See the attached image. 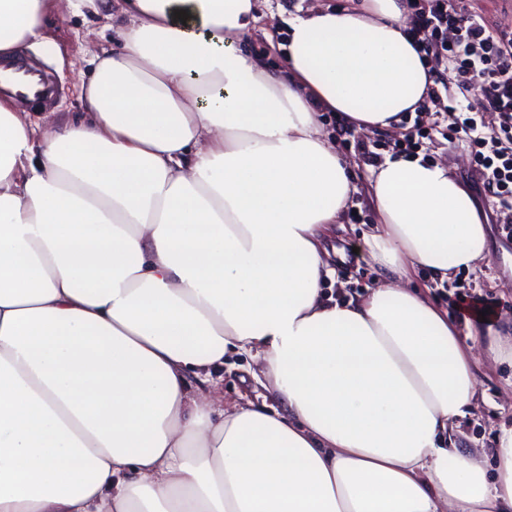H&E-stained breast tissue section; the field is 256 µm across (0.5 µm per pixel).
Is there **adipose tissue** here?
<instances>
[{"instance_id": "1", "label": "adipose tissue", "mask_w": 512, "mask_h": 512, "mask_svg": "<svg viewBox=\"0 0 512 512\" xmlns=\"http://www.w3.org/2000/svg\"><path fill=\"white\" fill-rule=\"evenodd\" d=\"M54 5L0 0V52ZM261 7L119 0L82 119L44 136L0 102V512H512V424L493 472L452 439L495 319L324 293L356 190L326 114L390 129L434 84L407 2L292 17L275 70L245 47ZM370 198L390 275L484 260L440 164L387 157ZM232 352L276 405L201 392Z\"/></svg>"}]
</instances>
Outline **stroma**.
<instances>
[{"label":"stroma","instance_id":"35a3bbf8","mask_svg":"<svg viewBox=\"0 0 512 512\" xmlns=\"http://www.w3.org/2000/svg\"><path fill=\"white\" fill-rule=\"evenodd\" d=\"M322 3L345 6L346 0H268L265 15L247 38L251 53L263 56L270 67L283 63L282 52L273 50L266 30L281 26L283 17L297 9H309ZM112 43V22L89 9L74 12L66 6H57L46 19L38 42L26 41L16 46V53L41 63L58 79L62 92L46 106H27L30 123L48 128L55 119L67 120L81 109V84L90 70V61L100 47ZM450 113L437 115L428 125V135L417 146L426 159L447 166L470 187L484 215L488 229V252L483 261L469 270H461L436 285L424 271L413 273L410 284L419 293L443 310H450L461 294H477L490 298L496 306L501 322L512 327V230L496 221L497 201L476 186L472 176V156L465 139L450 131ZM411 127L398 125L397 129L353 131L349 147L342 153L353 165L356 187L343 227L331 230L327 246L332 253V266L336 271L329 286L334 295L349 298L365 294L381 284L385 273L371 261L364 251L363 237L371 230L374 213L367 197V187L375 163L355 150L362 143L367 151L386 158L396 146L404 144ZM258 361L246 356L232 355L225 359L218 386L225 402L240 399L262 403L266 392L257 382ZM478 397L475 408L461 419L453 433L457 447L469 451L492 453L502 423L512 422V363L506 358L481 359L475 368Z\"/></svg>","mask_w":512,"mask_h":512}]
</instances>
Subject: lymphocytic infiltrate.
Masks as SVG:
<instances>
[{
  "label": "lymphocytic infiltrate",
  "mask_w": 512,
  "mask_h": 512,
  "mask_svg": "<svg viewBox=\"0 0 512 512\" xmlns=\"http://www.w3.org/2000/svg\"><path fill=\"white\" fill-rule=\"evenodd\" d=\"M411 36L427 56L451 58L448 77L469 101L457 109L473 173L496 198V221L512 224V33L489 30L476 16L460 17L448 0H421Z\"/></svg>",
  "instance_id": "obj_1"
}]
</instances>
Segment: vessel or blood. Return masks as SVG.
I'll return each instance as SVG.
<instances>
[{"instance_id": "obj_1", "label": "vessel or blood", "mask_w": 512, "mask_h": 512, "mask_svg": "<svg viewBox=\"0 0 512 512\" xmlns=\"http://www.w3.org/2000/svg\"><path fill=\"white\" fill-rule=\"evenodd\" d=\"M59 86L51 73L37 63L22 58L0 60V98H10L21 104L50 103Z\"/></svg>"}]
</instances>
